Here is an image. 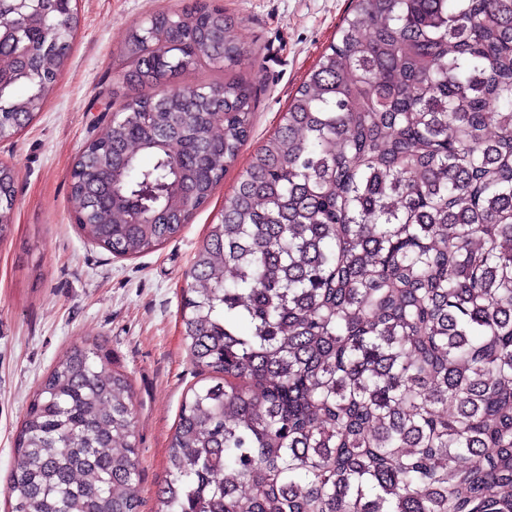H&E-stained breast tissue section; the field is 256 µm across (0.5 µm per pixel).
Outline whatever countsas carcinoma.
Masks as SVG:
<instances>
[{
  "instance_id": "cac0c4a2",
  "label": "carcinoma",
  "mask_w": 512,
  "mask_h": 512,
  "mask_svg": "<svg viewBox=\"0 0 512 512\" xmlns=\"http://www.w3.org/2000/svg\"><path fill=\"white\" fill-rule=\"evenodd\" d=\"M76 0H0V135L54 90ZM217 0L128 33L129 93L73 167L135 258L209 202L256 84ZM210 67L224 81L181 85ZM16 173L0 163V238ZM181 298L194 366L157 512H512V0H353L224 200ZM10 512H138L125 374L70 348L15 438Z\"/></svg>"
}]
</instances>
